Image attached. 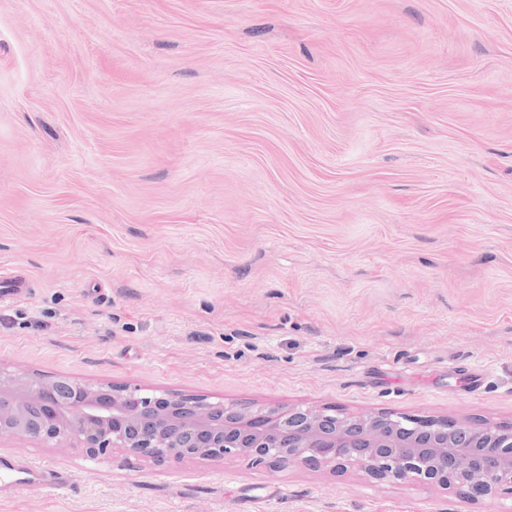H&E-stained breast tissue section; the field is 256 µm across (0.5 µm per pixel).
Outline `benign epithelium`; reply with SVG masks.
<instances>
[{
    "instance_id": "obj_1",
    "label": "benign epithelium",
    "mask_w": 512,
    "mask_h": 512,
    "mask_svg": "<svg viewBox=\"0 0 512 512\" xmlns=\"http://www.w3.org/2000/svg\"><path fill=\"white\" fill-rule=\"evenodd\" d=\"M114 451L156 466L244 458L378 484H420L472 501L512 497V427L333 406L226 404L136 386L83 384L0 369V440Z\"/></svg>"
}]
</instances>
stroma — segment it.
Instances as JSON below:
<instances>
[{"mask_svg": "<svg viewBox=\"0 0 512 512\" xmlns=\"http://www.w3.org/2000/svg\"><path fill=\"white\" fill-rule=\"evenodd\" d=\"M0 369L512 426V0H0ZM0 512H512L0 442ZM60 474L48 465H30L17 460L0 462V488L16 491L58 485Z\"/></svg>", "mask_w": 512, "mask_h": 512, "instance_id": "stroma-1", "label": "stroma"}]
</instances>
